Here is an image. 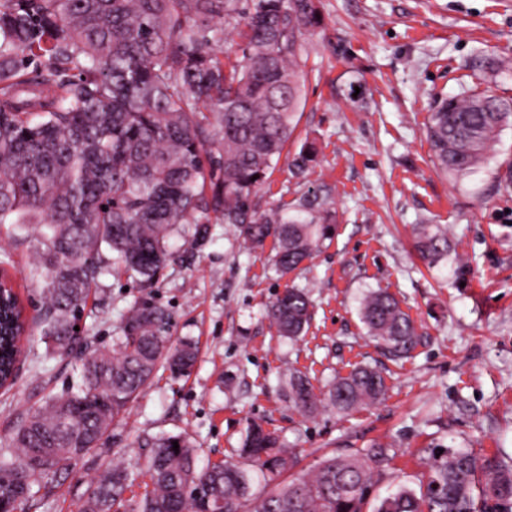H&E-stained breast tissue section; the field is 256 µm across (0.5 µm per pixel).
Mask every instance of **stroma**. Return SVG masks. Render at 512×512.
<instances>
[{
    "label": "stroma",
    "instance_id": "35a3bbf8",
    "mask_svg": "<svg viewBox=\"0 0 512 512\" xmlns=\"http://www.w3.org/2000/svg\"><path fill=\"white\" fill-rule=\"evenodd\" d=\"M323 25L304 44L299 122L290 145L315 141L316 160L295 175L281 157L258 191V212L299 204L308 188L337 211L331 240L287 276L274 268L272 243L244 248L234 227L213 221L197 239L191 224L169 239L179 259L145 288L106 273L82 317V331L102 348L128 310L151 301L171 315L174 339L191 338L200 353L189 376L158 371L113 427L105 459L142 463L137 437H189L199 466L237 461L251 422L280 436L297 455L274 476L249 467L251 491L310 474L326 458L389 443L397 450L376 477L385 496L417 487L432 448L457 443L512 457V126L504 127L477 173L457 180L435 169L426 136L429 112L443 96L475 93L512 98V71L476 67L481 56L512 62V0H321ZM440 224L459 264L427 268L412 227ZM0 259L8 260L28 322L14 386L0 392V444L21 417L77 377L75 354L48 350L43 339L41 281L33 248L0 226ZM312 301L307 332L278 335L265 316L284 288ZM394 294L422 335L409 357L396 358L368 336L358 313L371 289ZM381 370L388 392L377 404L339 413H300L288 396V372L305 374L315 394L354 367ZM97 474L77 461L47 500L29 512H78Z\"/></svg>",
    "mask_w": 512,
    "mask_h": 512
}]
</instances>
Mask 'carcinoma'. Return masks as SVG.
<instances>
[{
    "instance_id": "obj_1",
    "label": "carcinoma",
    "mask_w": 512,
    "mask_h": 512,
    "mask_svg": "<svg viewBox=\"0 0 512 512\" xmlns=\"http://www.w3.org/2000/svg\"><path fill=\"white\" fill-rule=\"evenodd\" d=\"M321 24L320 0H0V226L33 233L46 343L61 354L81 349L78 381L0 446V512L45 499L56 477L109 439L157 369L179 378L197 360L196 345L173 340L170 316L157 305L131 309L111 352L73 334L105 267L151 286L175 260L174 227L194 224L201 236L212 216L236 227L248 247L272 240L283 276L331 238L334 215L307 197L293 214H260L254 202L297 128L303 39ZM226 31L239 38L228 49ZM231 48L241 56L235 63ZM511 120L512 101L494 95L439 98L427 125L436 167L456 178L474 173ZM314 157V145L303 142L294 173ZM416 249L430 267L449 260L447 231L419 225ZM310 307L307 293L291 286L267 316L293 339ZM359 315L395 357L419 343L414 320L385 289L368 291ZM22 331L17 305L0 312L1 386L13 378ZM288 385L296 408L315 410L306 376L291 372ZM387 390L380 371L359 366L336 377L325 400L347 412ZM142 446L150 448L144 469L103 464L79 512H243L249 500L250 512H364L374 475L396 455L377 444L332 457L311 476L253 498L245 469L198 467L185 436ZM237 453L270 473L292 460L258 423ZM140 475L149 478L145 493L124 498ZM374 512H512V458L435 450L418 488L398 486Z\"/></svg>"
}]
</instances>
